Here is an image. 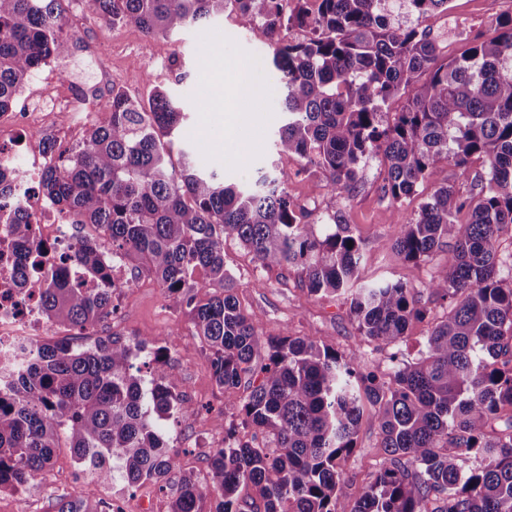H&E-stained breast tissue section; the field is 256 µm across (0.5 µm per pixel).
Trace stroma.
Returning <instances> with one entry per match:
<instances>
[{
  "label": "stroma",
  "mask_w": 512,
  "mask_h": 512,
  "mask_svg": "<svg viewBox=\"0 0 512 512\" xmlns=\"http://www.w3.org/2000/svg\"><path fill=\"white\" fill-rule=\"evenodd\" d=\"M390 11L392 22H416L430 31L443 55L453 58L469 39L495 37V21L512 14V0H451L447 14H432L421 20L396 2ZM67 19L74 45L69 55L48 65L66 84L96 92L108 81L138 99L148 98L154 87L167 89L179 99L185 113L182 139L174 145L172 161H179L182 150L200 144L205 149L204 163L223 166L226 176L235 180L248 179L255 168L268 165L287 188L292 202L305 209L309 222H325L333 210L330 194L314 192L315 178L303 171L298 156L276 151L275 140L284 115L275 96L267 97L264 110L251 114L244 134L253 140L254 148L246 155L227 146L223 113L207 114L195 109L200 87L215 90L230 73V60L248 62L260 50L264 39L249 17L229 8L208 25L149 36L127 23L113 26L91 18L76 0H70ZM385 175L381 158L368 157L361 165L355 190L343 202L346 221L354 225L363 241L360 274L366 280L387 279L419 287L428 281L432 265L448 259V251L438 252L431 262L412 263L398 258L383 242L399 219L417 215L438 186L451 183L465 191L469 183L457 170L440 166L397 208L382 194ZM224 253L226 267L238 283L239 303L254 315L262 334L287 332L339 349L357 344L366 361L386 362L387 351L360 341L357 323L344 297L310 295L294 268L284 270L280 277L266 278L251 254L237 242L227 241ZM122 271L129 285L113 293L116 312L97 325L96 333L103 336L120 332L168 348L167 371L175 376L191 409L165 420V434L170 446L178 451L182 468L193 470L202 487H209L206 458L212 449L223 446L220 423L235 420L247 391L242 387L222 389L215 384L189 317L153 276L128 264ZM380 461L378 421L368 406L359 424L357 446L343 463L351 498H358L363 487L375 479ZM62 493L106 502L118 497L124 512H168L172 500L171 494L159 492L150 483L131 491L123 483L101 481L63 448L33 487L0 493V512H53L54 499Z\"/></svg>",
  "instance_id": "stroma-1"
}]
</instances>
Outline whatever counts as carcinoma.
Returning <instances> with one entry per match:
<instances>
[{
  "mask_svg": "<svg viewBox=\"0 0 512 512\" xmlns=\"http://www.w3.org/2000/svg\"><path fill=\"white\" fill-rule=\"evenodd\" d=\"M65 0H0V113L51 58L70 51ZM91 16L133 22L167 35L232 7L275 44L281 111L276 147L317 176L336 200L355 188L362 161L382 158V193L392 204L413 195L439 166L465 176L472 158L483 171L463 193L438 187L417 217L399 221L384 246L405 261L451 256L425 285L446 310L437 318L420 291L400 281L359 282L362 241L335 206L329 232L302 222L288 190L259 168L248 181L224 182V170L200 165L197 150L171 163L170 136L184 112L154 90L148 102L119 89L74 153L44 170L37 188L70 222L112 242V257L143 267L175 296L207 352L220 388L247 386L240 424L246 442L224 429V447L208 458L215 499L180 463L157 420L188 409L169 358L145 339L112 332L89 345L44 341L0 387V491L25 489L47 471L59 448L103 480L119 471L127 488L149 482L165 491L180 472L170 512H512V418L493 435L488 423L512 410V253L499 252L512 229V15L500 35L474 38L443 60L419 25L392 24L389 0H80ZM449 0H402L422 19ZM306 28L310 36L287 40ZM406 96L390 122L384 110ZM467 213L469 221L456 218ZM13 233L30 258L22 286L39 291L47 321L87 336L115 312L109 257L97 237L79 242L70 267L44 278L32 227L19 213ZM237 241L266 274L300 270L309 293H351L360 340L394 347L412 321L431 323L419 356L368 364L355 344L336 349L309 337L263 336L236 296L224 243ZM204 272L205 279L195 280ZM208 298L198 297V289ZM150 350L143 366L133 359ZM374 407L384 451L375 481L351 501L342 464L356 448L363 401ZM252 486L258 499L239 495ZM54 512H112L99 501L63 494Z\"/></svg>",
  "mask_w": 512,
  "mask_h": 512,
  "instance_id": "cac0c4a2",
  "label": "carcinoma"
}]
</instances>
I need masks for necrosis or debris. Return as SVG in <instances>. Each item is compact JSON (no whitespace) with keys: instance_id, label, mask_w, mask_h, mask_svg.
I'll list each match as a JSON object with an SVG mask.
<instances>
[{"instance_id":"obj_1","label":"necrosis or debris","mask_w":512,"mask_h":512,"mask_svg":"<svg viewBox=\"0 0 512 512\" xmlns=\"http://www.w3.org/2000/svg\"><path fill=\"white\" fill-rule=\"evenodd\" d=\"M30 100L26 111L0 114V169L17 170V154L5 146L17 127L49 119L58 122L56 142L29 153L27 169L17 170L18 177L6 195L8 201L21 206L31 224L34 240L40 246L42 271L50 276L59 267L62 255L74 254L78 240L68 231L67 216L35 191L34 184L42 171L66 157L82 127L96 124L97 109L106 99L87 97L74 87L63 90L52 73L41 71L35 77ZM22 267L12 227L0 222V380L4 382L12 379L18 363L51 332L38 317L37 293L18 285Z\"/></svg>"}]
</instances>
